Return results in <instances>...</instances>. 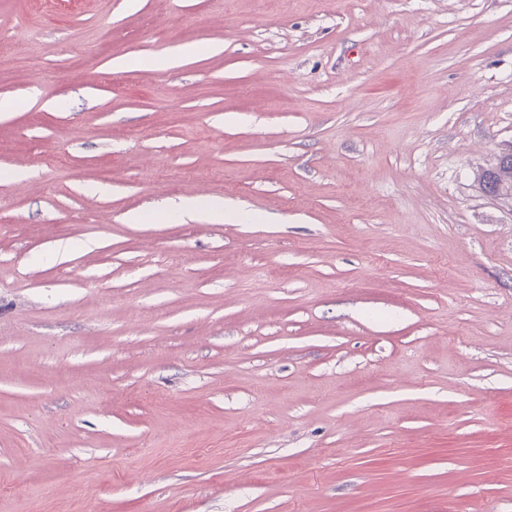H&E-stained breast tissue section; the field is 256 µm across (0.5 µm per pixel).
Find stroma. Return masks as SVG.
Instances as JSON below:
<instances>
[{"instance_id":"stroma-1","label":"stroma","mask_w":512,"mask_h":512,"mask_svg":"<svg viewBox=\"0 0 512 512\" xmlns=\"http://www.w3.org/2000/svg\"><path fill=\"white\" fill-rule=\"evenodd\" d=\"M16 41L0 512H512V0H0ZM198 212L220 220L230 215L229 209L224 206V201L221 199H213L203 204L197 201H181L171 206L164 214L172 219H184L196 216Z\"/></svg>"}]
</instances>
